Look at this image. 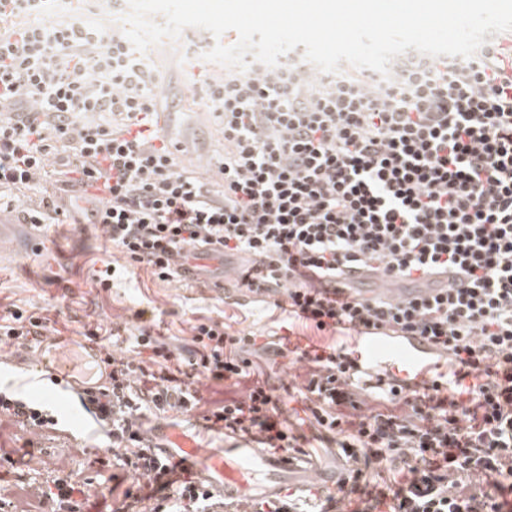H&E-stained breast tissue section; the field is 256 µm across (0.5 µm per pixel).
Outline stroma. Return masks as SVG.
Here are the masks:
<instances>
[{"mask_svg": "<svg viewBox=\"0 0 512 512\" xmlns=\"http://www.w3.org/2000/svg\"><path fill=\"white\" fill-rule=\"evenodd\" d=\"M189 40L185 33L179 40L152 46L150 52L162 85L170 89L167 108L174 114L173 133L187 140L188 150L180 160L206 181L212 179L214 163L224 152V139L190 91L196 72L190 55L182 51ZM41 235L47 244L41 253L27 252L16 242L6 241L7 252L0 257V317L13 306L26 308L46 318L49 336L79 340L87 330L99 327L103 334L96 337V345L126 356L133 348V315L144 309L148 325L175 354L184 356L192 347L191 325L197 318L211 317L226 322L232 331L259 335L276 330L284 317L282 310L265 303L225 302L223 291L214 287L211 272L204 270L181 282H163L140 269L135 276L116 281L110 290L96 288L93 270L103 261L121 265L125 259L95 226L86 225L79 232L70 224H52L42 229ZM38 349L35 342L15 348L9 364L0 366V385L62 410L59 386L41 378L33 364ZM157 422L168 433L196 437L205 447L224 445L221 436L206 432L201 412L171 411L158 416ZM9 445L15 462L0 461V496L15 502L20 512H50L40 486L55 470L74 471L88 479L91 498H100L105 489L94 461L108 457L109 445L93 426L63 419L57 429L39 436L17 427Z\"/></svg>", "mask_w": 512, "mask_h": 512, "instance_id": "obj_1", "label": "stroma"}]
</instances>
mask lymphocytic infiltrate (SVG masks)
<instances>
[{
  "label": "lymphocytic infiltrate",
  "instance_id": "1",
  "mask_svg": "<svg viewBox=\"0 0 512 512\" xmlns=\"http://www.w3.org/2000/svg\"><path fill=\"white\" fill-rule=\"evenodd\" d=\"M57 0H0V193L52 180L35 224H92L130 269L182 277L191 262L242 256L240 288L284 295L276 339L196 319L182 378L149 326L138 350L110 357L112 385L87 390L128 486L114 512H226L224 498L157 449L146 413L206 406L205 427L270 452L304 454L263 360L304 370L293 401L345 478L313 512H512V55L486 34L474 58L396 57L390 78L304 57L210 75L193 52L202 107L224 138L213 181L182 165L158 127L161 83L118 26L42 22ZM365 268L451 287L404 300L366 298L336 279ZM330 334L392 327L446 355L445 372L410 386L372 382L337 345H292L296 324ZM10 311L0 348L43 335ZM56 426L44 406L0 391V437ZM86 480L56 471L52 512H87Z\"/></svg>",
  "mask_w": 512,
  "mask_h": 512
}]
</instances>
